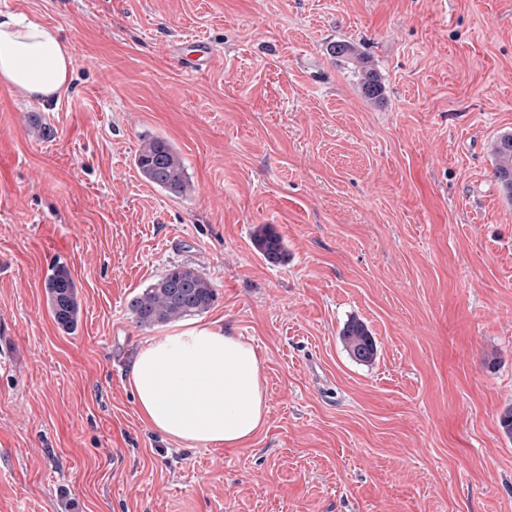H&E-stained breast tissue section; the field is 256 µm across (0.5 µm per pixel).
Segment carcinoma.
Masks as SVG:
<instances>
[{
  "mask_svg": "<svg viewBox=\"0 0 512 512\" xmlns=\"http://www.w3.org/2000/svg\"><path fill=\"white\" fill-rule=\"evenodd\" d=\"M381 92L377 75L365 72L364 95L375 100ZM493 155L495 177L506 197L512 200V134H505L495 141ZM134 164L148 183L176 197H182L190 190L183 158L162 138L142 142ZM257 245L268 262L277 264L284 259L286 247L282 237L274 231L262 230ZM45 288L57 325L66 332L75 330L80 305L78 290L69 272L63 267L56 268L47 278ZM215 298V288L203 274L190 266L177 265L136 293L130 300V309L137 324L151 327L202 315L212 307ZM341 336L352 359L360 363L375 359L376 342L363 323L355 320L346 323Z\"/></svg>",
  "mask_w": 512,
  "mask_h": 512,
  "instance_id": "obj_1",
  "label": "carcinoma"
}]
</instances>
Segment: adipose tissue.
<instances>
[{"label":"adipose tissue","instance_id":"ef3b65f1","mask_svg":"<svg viewBox=\"0 0 512 512\" xmlns=\"http://www.w3.org/2000/svg\"><path fill=\"white\" fill-rule=\"evenodd\" d=\"M67 45L54 28L0 12V82L19 95L55 101L68 90ZM141 419L192 446L237 447L267 412L253 348L223 327L173 330L150 338L128 375Z\"/></svg>","mask_w":512,"mask_h":512}]
</instances>
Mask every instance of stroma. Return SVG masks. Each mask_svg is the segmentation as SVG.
Returning <instances> with one entry per match:
<instances>
[{"instance_id":"stroma-1","label":"stroma","mask_w":512,"mask_h":512,"mask_svg":"<svg viewBox=\"0 0 512 512\" xmlns=\"http://www.w3.org/2000/svg\"><path fill=\"white\" fill-rule=\"evenodd\" d=\"M57 28L58 103L0 84V512H512V0H0ZM200 38L194 73L170 49ZM353 58L331 53L336 43ZM372 70L380 99L362 92ZM159 137L190 194L134 166ZM270 226L288 258L270 265ZM188 264L255 350L245 444L143 423L134 293ZM81 302L47 304L55 267ZM377 342L350 358L343 326ZM495 177L507 198L512 200V134L502 135L493 145ZM257 245L264 258L273 264L284 259L286 247L280 235L272 230L264 229L257 237ZM49 307L57 325L65 332L76 329L80 305L78 290L69 272L58 267L45 283ZM342 340L352 359L360 363H370L376 356V342L359 321H349L341 331Z\"/></svg>"}]
</instances>
